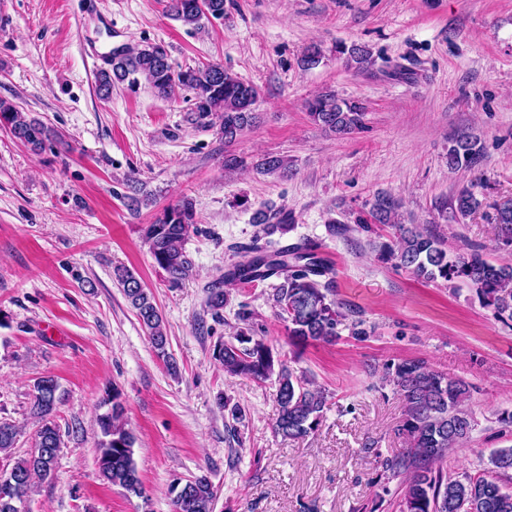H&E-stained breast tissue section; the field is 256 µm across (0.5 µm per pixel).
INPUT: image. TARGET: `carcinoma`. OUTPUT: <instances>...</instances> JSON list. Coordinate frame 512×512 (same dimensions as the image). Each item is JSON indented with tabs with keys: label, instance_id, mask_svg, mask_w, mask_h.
Returning <instances> with one entry per match:
<instances>
[{
	"label": "carcinoma",
	"instance_id": "obj_1",
	"mask_svg": "<svg viewBox=\"0 0 512 512\" xmlns=\"http://www.w3.org/2000/svg\"><path fill=\"white\" fill-rule=\"evenodd\" d=\"M169 0L168 15L185 25L199 27L204 18L224 17V0ZM336 53L346 64L360 71L371 64L370 51L362 46H336ZM321 48L307 46L299 61L304 69L320 64ZM144 78L159 97H169L176 89L192 93L195 121L217 119L224 139L232 142L257 123L256 104L259 91L228 70L209 65L202 68L172 70L168 53L161 44L128 48L112 56V65L97 74L98 88L109 91L125 81L135 84ZM310 120L338 137L350 135L364 127L365 108L358 101H348L333 92L319 94L306 103ZM33 151L42 150L56 132L41 120L29 117L13 103L0 99V128ZM484 147L469 135L451 139L448 167L473 169L480 165ZM256 168L263 174L282 179L292 174L288 158L271 155L261 159ZM481 182L461 188L452 200V212L465 219L484 207L494 210L499 243L512 247V205L489 204L477 191ZM401 201L388 192H379L370 203L369 219L359 223L390 224L396 241H375L372 248L381 261H392L395 267L414 277L434 282L464 283L479 302L493 310L503 321H512V266L494 264L480 247H471L463 254L451 255L445 239L418 224L398 220ZM292 214L278 210L257 211L253 223L278 226L284 231L293 227ZM197 224L191 200L184 198L164 207L151 223L142 227L155 266L168 281L177 285L191 272L192 260L185 249L191 229ZM251 256L237 262L224 272L223 281L248 284L272 276L282 278L273 289L271 300L287 322L288 340L295 348L315 342L333 343L339 337V326L348 319L343 304L336 300L333 288L335 269L318 253V246L303 240L286 250H270L256 237L249 249ZM113 275L125 298L135 310L148 338L169 370H176L167 352L168 335L164 317L150 291L144 288L135 273L120 266ZM227 298L224 289H208L207 308L215 317L222 316ZM243 327L229 341L215 344L213 356L224 365V372L263 382L277 375L276 402L278 415L274 431L284 439H302L318 430L323 417L325 397L307 387L304 378L285 366L273 348L252 325L253 312L242 304L236 313ZM385 380L392 384L405 404L404 420L397 433L406 437L409 447L384 462L388 471L407 474L399 503L400 512H512V493L503 490L501 477L512 471V448L492 454L490 468L463 480L448 476L444 469L448 455L458 451L469 438L474 419L464 407L469 385L429 367L421 359H399L386 365ZM57 381L48 376L37 379L31 394L30 414L38 421L33 449L13 463L7 473L14 483L0 482V512H20V505L32 491L35 479L49 476L55 468L62 440L54 419L57 403ZM101 406L106 411L98 416L101 439L97 445L100 478L122 488L127 494L142 496V482L134 459L136 438L127 428L122 391L117 385L105 391ZM19 430L6 419L0 420V455L11 456ZM172 512H214L216 492L205 475L191 479L175 478L170 483Z\"/></svg>",
	"mask_w": 512,
	"mask_h": 512
}]
</instances>
